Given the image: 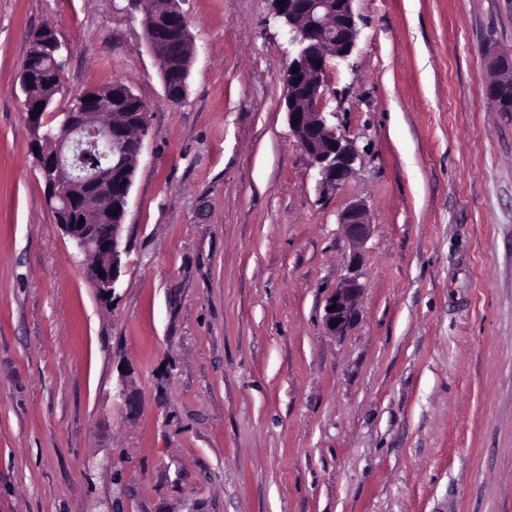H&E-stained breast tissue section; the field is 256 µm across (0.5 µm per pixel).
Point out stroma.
Listing matches in <instances>:
<instances>
[{
	"instance_id": "1",
	"label": "stroma",
	"mask_w": 512,
	"mask_h": 512,
	"mask_svg": "<svg viewBox=\"0 0 512 512\" xmlns=\"http://www.w3.org/2000/svg\"><path fill=\"white\" fill-rule=\"evenodd\" d=\"M185 100L128 0H0V512H512V0H355L324 111L360 154L323 194L282 104L272 0H184ZM149 108L110 296L46 203L20 75ZM365 203L357 317L324 326ZM140 401L127 413L120 391ZM488 67L492 68L500 75L501 81L493 84H488L486 87V94L490 98L497 101L498 94L508 91L510 88V78H512V58L503 57L502 55L492 56L488 61ZM338 222L344 225L347 236L357 249L370 236L371 224L366 219L363 204L354 203L348 206L339 214Z\"/></svg>"
}]
</instances>
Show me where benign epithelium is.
<instances>
[{
	"instance_id": "benign-epithelium-1",
	"label": "benign epithelium",
	"mask_w": 512,
	"mask_h": 512,
	"mask_svg": "<svg viewBox=\"0 0 512 512\" xmlns=\"http://www.w3.org/2000/svg\"><path fill=\"white\" fill-rule=\"evenodd\" d=\"M141 8V25L149 53L161 59L164 43L159 37L162 26L182 36L189 51H194L192 36L181 8L182 0H170L169 12L160 17L143 9V0H129ZM275 14L288 28L289 44L295 57L286 72L284 106L291 135L308 157L315 171L316 186L321 191L344 184L354 172L358 150L354 141L338 133L322 111L324 77L329 62L347 60L358 37L354 0H272ZM38 46L53 61L50 76L55 89L63 87V74L71 47L60 42L54 33H39ZM298 72H292V68ZM488 67L501 81L489 84L486 94H498L512 87V58L493 56ZM72 108L62 117L59 131L46 130L45 113L38 112L36 102L25 100L27 123L33 132V146L39 154V172L45 195L54 204L56 224L86 254L98 256L87 267L88 276L101 294L113 292L122 269L128 242L123 240L124 218L133 177L143 147V138L130 140L123 130V118H112V97L104 99L70 98ZM102 162L93 168L83 167L88 154ZM124 186L121 207H112V181ZM83 225H78V222ZM354 246H361L370 236L371 224L364 205L354 203L338 218ZM361 253L353 251L346 274L326 301L324 325L332 336L342 335L355 318V298L362 285L353 275ZM104 276H99V272Z\"/></svg>"
}]
</instances>
